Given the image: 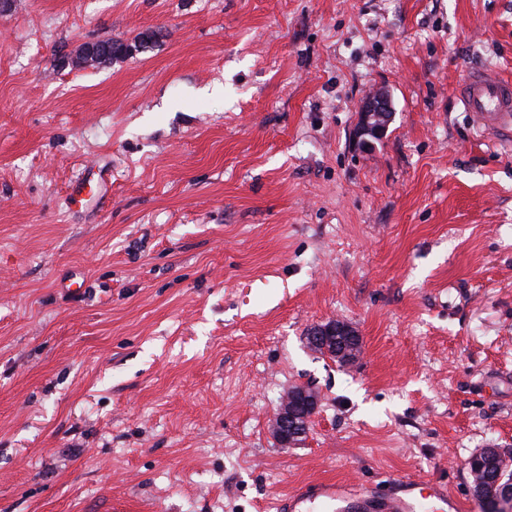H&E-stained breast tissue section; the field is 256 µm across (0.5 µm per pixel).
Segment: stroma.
Instances as JSON below:
<instances>
[{"mask_svg": "<svg viewBox=\"0 0 512 512\" xmlns=\"http://www.w3.org/2000/svg\"><path fill=\"white\" fill-rule=\"evenodd\" d=\"M477 68L512 80V0H8L0 512H275L407 476L482 512L467 461L512 453V145L457 102ZM94 166L106 196L74 195ZM333 318L354 364L306 346ZM295 385L320 405L283 448ZM147 41L145 39L140 40L134 44H124L112 38L99 39L93 42L92 45L96 46L99 50L106 54V58L103 64H111L112 60L125 58L132 55L134 52H139L143 48ZM391 103L387 95L377 93L374 95L365 111L361 113L360 125L357 128L356 135L362 144H368L369 141L365 138L370 136L373 138H380L386 131V125L381 121L385 119V113L390 112ZM375 121V124L372 122ZM297 396L301 397L306 402L313 404V412H315L318 407V395L313 389L308 387H295L288 392L286 398L279 404L275 411L273 423L275 440L283 448H291L301 442L293 440L294 437L298 436H289V420L293 417L290 402Z\"/></svg>", "mask_w": 512, "mask_h": 512, "instance_id": "35a3bbf8", "label": "stroma"}]
</instances>
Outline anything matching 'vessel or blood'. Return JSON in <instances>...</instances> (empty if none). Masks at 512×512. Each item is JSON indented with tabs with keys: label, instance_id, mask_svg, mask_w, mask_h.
I'll use <instances>...</instances> for the list:
<instances>
[{
	"label": "vessel or blood",
	"instance_id": "b4317fda",
	"mask_svg": "<svg viewBox=\"0 0 512 512\" xmlns=\"http://www.w3.org/2000/svg\"><path fill=\"white\" fill-rule=\"evenodd\" d=\"M457 99L470 112L478 126L489 135L512 133V81L474 71L457 88ZM437 505L448 502L442 485L404 477L391 481L384 492L363 491L343 482L315 483L301 487L280 506V512H308L315 503L336 505L345 512L351 503L369 505L372 512H416L420 502Z\"/></svg>",
	"mask_w": 512,
	"mask_h": 512
}]
</instances>
